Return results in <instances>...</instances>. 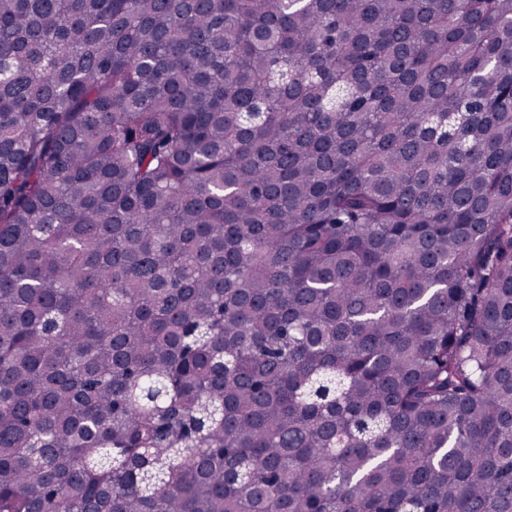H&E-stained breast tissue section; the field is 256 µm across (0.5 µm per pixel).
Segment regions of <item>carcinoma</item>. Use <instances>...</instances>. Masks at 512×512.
I'll return each instance as SVG.
<instances>
[{
    "label": "carcinoma",
    "instance_id": "obj_1",
    "mask_svg": "<svg viewBox=\"0 0 512 512\" xmlns=\"http://www.w3.org/2000/svg\"><path fill=\"white\" fill-rule=\"evenodd\" d=\"M0 512H512V0H0Z\"/></svg>",
    "mask_w": 512,
    "mask_h": 512
}]
</instances>
